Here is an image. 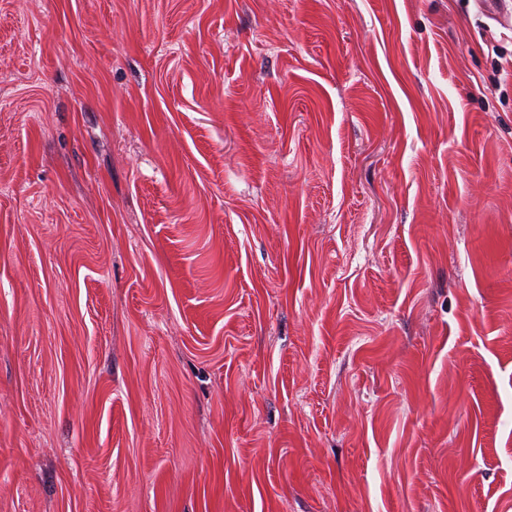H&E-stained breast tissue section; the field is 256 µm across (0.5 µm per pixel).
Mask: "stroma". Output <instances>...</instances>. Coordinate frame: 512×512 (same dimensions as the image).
Here are the masks:
<instances>
[{"mask_svg": "<svg viewBox=\"0 0 512 512\" xmlns=\"http://www.w3.org/2000/svg\"><path fill=\"white\" fill-rule=\"evenodd\" d=\"M512 18L0 0V512H512Z\"/></svg>", "mask_w": 512, "mask_h": 512, "instance_id": "1", "label": "stroma"}]
</instances>
